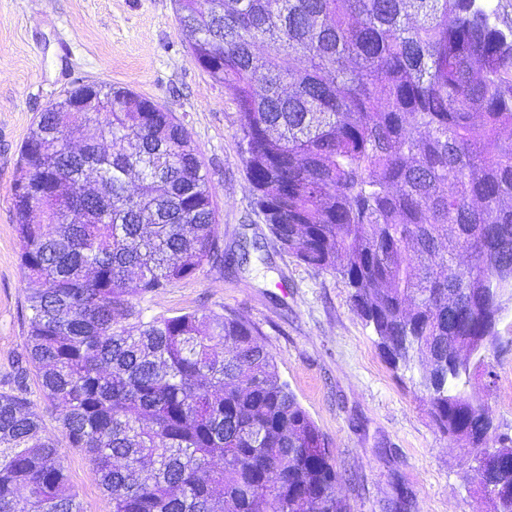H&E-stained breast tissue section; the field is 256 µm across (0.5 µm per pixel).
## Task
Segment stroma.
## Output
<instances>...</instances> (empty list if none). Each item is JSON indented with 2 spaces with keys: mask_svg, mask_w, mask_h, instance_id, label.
Listing matches in <instances>:
<instances>
[{
  "mask_svg": "<svg viewBox=\"0 0 512 512\" xmlns=\"http://www.w3.org/2000/svg\"><path fill=\"white\" fill-rule=\"evenodd\" d=\"M174 0H0V391L26 355L28 309L13 208L21 150L43 110L82 82L128 88L172 112L207 170L231 266L147 295L146 315L235 314L258 330L282 380L324 433L351 512H488L467 489L468 454L436 427L408 373L381 357L371 328L335 275L298 264L268 237L243 164L230 95L190 55ZM256 241L246 264L238 246ZM500 347L472 380L496 427L512 438V303ZM83 512H112L84 453L62 451Z\"/></svg>",
  "mask_w": 512,
  "mask_h": 512,
  "instance_id": "1",
  "label": "stroma"
}]
</instances>
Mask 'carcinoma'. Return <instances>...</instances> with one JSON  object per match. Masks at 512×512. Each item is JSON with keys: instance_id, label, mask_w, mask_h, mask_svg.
<instances>
[{"instance_id": "carcinoma-1", "label": "carcinoma", "mask_w": 512, "mask_h": 512, "mask_svg": "<svg viewBox=\"0 0 512 512\" xmlns=\"http://www.w3.org/2000/svg\"><path fill=\"white\" fill-rule=\"evenodd\" d=\"M175 2L231 95L271 239L342 280L392 368L446 360L417 378L428 413L473 454L489 512H512V440L479 453L493 424L468 391L512 300V22L495 0ZM73 93L40 113L13 184L26 362L65 410L45 433L23 367L0 391V512H83L64 445L112 512H350L254 326L137 305L224 259L189 132L129 89L97 85L96 112L64 111Z\"/></svg>"}]
</instances>
